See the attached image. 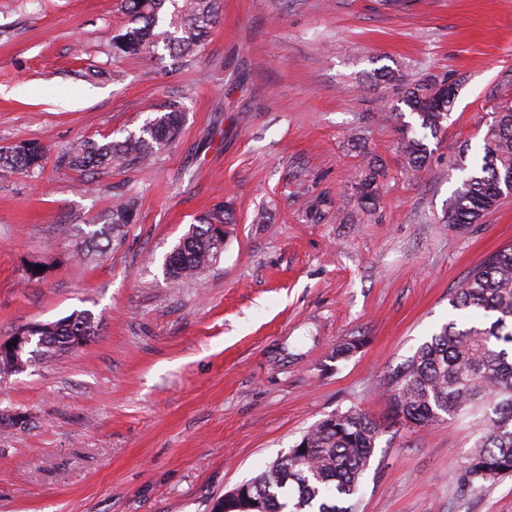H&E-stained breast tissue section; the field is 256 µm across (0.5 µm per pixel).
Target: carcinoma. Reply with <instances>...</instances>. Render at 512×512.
Here are the masks:
<instances>
[{
	"label": "carcinoma",
	"instance_id": "1",
	"mask_svg": "<svg viewBox=\"0 0 512 512\" xmlns=\"http://www.w3.org/2000/svg\"><path fill=\"white\" fill-rule=\"evenodd\" d=\"M221 0H122L128 23L112 44L114 54H137L161 37L170 50L189 56L202 43L220 14ZM170 13L169 29L156 32L160 15ZM453 96L448 80L429 77L408 85L401 98L415 116L402 130L400 151L409 171L417 175L430 155L428 136H437L448 122ZM184 122L176 105L158 113L120 142L81 141L66 148L58 163L90 171L114 164L150 159L172 142ZM484 155L455 188L444 220L448 224H475L492 209L512 182V107L497 113L483 138ZM44 166V153L35 147L0 146V172H33ZM379 171L368 168L355 184L364 210L375 207ZM135 204L112 208L109 223L90 231L92 246L112 241V232L132 222ZM234 223L227 202L201 214L164 261L168 277L179 282L217 262L224 247L213 233L216 224ZM463 313L479 312L490 324L459 327L456 320L420 345L390 377V418L407 426L433 428L449 417L482 415L480 436L456 459V485L461 495L485 491L501 478L512 476V245L483 257L449 298ZM53 330L36 335L53 337L40 348L47 361L70 350L77 337L93 339L97 324L89 310L74 311L53 322ZM379 424L360 410L336 412L312 425L299 441L266 470L244 483L245 500L229 507L238 512H354L353 499L369 468Z\"/></svg>",
	"mask_w": 512,
	"mask_h": 512
}]
</instances>
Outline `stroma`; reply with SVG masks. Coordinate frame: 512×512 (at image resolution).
<instances>
[{
	"mask_svg": "<svg viewBox=\"0 0 512 512\" xmlns=\"http://www.w3.org/2000/svg\"><path fill=\"white\" fill-rule=\"evenodd\" d=\"M126 22L121 0H0V146L46 153L42 172L0 176V339L76 310L99 323L0 381V512H213L350 408L381 424L356 512H453L478 419L387 423L388 380L456 318L467 271L512 243V196L479 223L442 221L512 106V0H222L185 58L162 41L113 56ZM430 74L456 96L416 179L398 150L412 115L378 112ZM171 103L182 131L151 162L57 167L70 144L124 140ZM372 162L366 212L352 186ZM128 199L134 223L83 252ZM221 201L236 222L220 260L173 283L166 255ZM352 337L363 348L337 359Z\"/></svg>",
	"mask_w": 512,
	"mask_h": 512,
	"instance_id": "35a3bbf8",
	"label": "stroma"
}]
</instances>
